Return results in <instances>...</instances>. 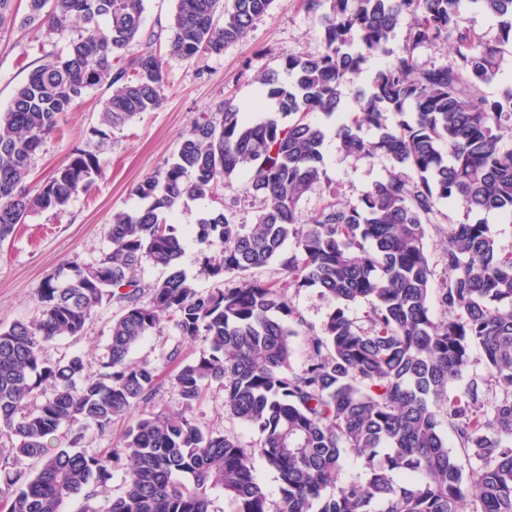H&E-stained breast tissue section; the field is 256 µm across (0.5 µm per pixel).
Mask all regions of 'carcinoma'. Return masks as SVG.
<instances>
[{
	"mask_svg": "<svg viewBox=\"0 0 512 512\" xmlns=\"http://www.w3.org/2000/svg\"><path fill=\"white\" fill-rule=\"evenodd\" d=\"M28 2L30 23L80 27L67 52L32 69L0 110V241L33 212L65 210L100 176L98 156L75 147L50 180L26 190L35 154L77 98L107 85L101 124L117 128L158 109L164 84L154 40L125 56L141 34L144 0ZM270 2L176 0L167 52L183 60L219 54ZM301 2L319 19L322 52L287 55L257 77L275 116L251 122L230 100L200 114L172 158L132 187L148 205L112 215L100 259L57 268L43 281L38 316L0 326L5 512H61L66 499L105 485L121 459L125 489L107 512H218L217 494L231 512H512V252H502L484 218L512 216V148L502 145L512 138V81L481 95L500 79L512 45V0H470L497 20L493 39L464 25L463 0ZM403 21V50L372 67ZM437 42L451 46L448 63L420 65L416 50ZM365 73L356 105L346 108L342 86ZM315 112L337 116L334 138L345 155H384L392 171L358 202L328 201L300 227V201L326 177L327 131L311 120ZM237 174L245 176L240 188ZM220 184L232 193L223 211L191 229L219 251L205 258L207 274L238 285L203 291L181 268L183 233L167 216ZM243 197L259 202L253 224L236 222ZM443 202L464 216L446 231L431 221ZM433 232L447 233L437 288ZM290 241L285 284L255 278ZM145 261L162 271L150 285L137 275ZM289 288L336 300L320 332L288 300ZM105 299L119 304L105 372L91 373L78 354L41 357L43 343L81 335ZM364 299L371 307L361 322L348 310ZM164 316L209 348L188 362L177 348L168 353L178 362L180 409L131 420L121 447L86 453L88 429L108 434L157 396L155 368L132 352ZM302 332L307 360L294 371L292 338ZM475 351L481 373L470 372ZM465 374L462 393L449 396ZM214 385L224 390V413L258 434L255 444L197 421L194 409ZM444 420L474 460L469 467L449 449ZM62 428L68 447L49 448ZM346 455L360 462L364 480L339 483ZM24 458L38 468L22 467ZM258 458L278 473L276 504L257 481Z\"/></svg>",
	"mask_w": 512,
	"mask_h": 512,
	"instance_id": "cac0c4a2",
	"label": "carcinoma"
}]
</instances>
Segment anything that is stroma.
Segmentation results:
<instances>
[{
	"instance_id": "stroma-1",
	"label": "stroma",
	"mask_w": 512,
	"mask_h": 512,
	"mask_svg": "<svg viewBox=\"0 0 512 512\" xmlns=\"http://www.w3.org/2000/svg\"><path fill=\"white\" fill-rule=\"evenodd\" d=\"M12 11L14 21L0 25V110L9 106L15 90L34 67L50 54L64 51L76 35L72 29L50 34L38 25L25 24L27 0H13ZM321 50L317 17L305 12L298 0H272L247 36L225 45L221 53H202L189 61L166 57L159 109L105 131L101 128L100 111L111 91L99 86L86 93L66 114L60 132L44 142L35 157L29 182L34 187L46 182L66 163L75 147L98 155L101 174L91 189L76 196L65 211L32 214L0 242V325L37 316L42 282L61 263L92 264L99 259L105 245L104 229L111 223L113 213L144 207V200L133 194V186L176 152L181 136L200 113L215 111L230 98L239 104H250V120L266 119L274 106L262 98L257 76L278 67L286 55H315ZM325 160L327 178L301 202L296 213L298 223H310L323 198L334 195L357 201L392 168L390 160L382 155L370 161L343 156L332 138L326 142ZM215 253V248L186 235L181 266L205 291L236 284L232 278L222 281L207 275L204 259ZM117 310L115 302L102 303L81 336L57 337L44 344L42 357L55 360L77 353L84 356L91 370H99ZM175 347L180 348L187 361L208 349L202 340H184L167 318L135 348L134 359L155 367L161 382L156 398L138 406V413L177 407L179 397L170 385L174 365L167 359L168 351ZM195 416L202 425L235 435L243 444H252L258 438L254 430L225 417L224 392L219 388L209 390L196 407ZM125 477V464L113 465L111 479L98 488L96 496L89 500L80 494L71 497L64 502L62 512H103L108 501L122 492Z\"/></svg>"
}]
</instances>
